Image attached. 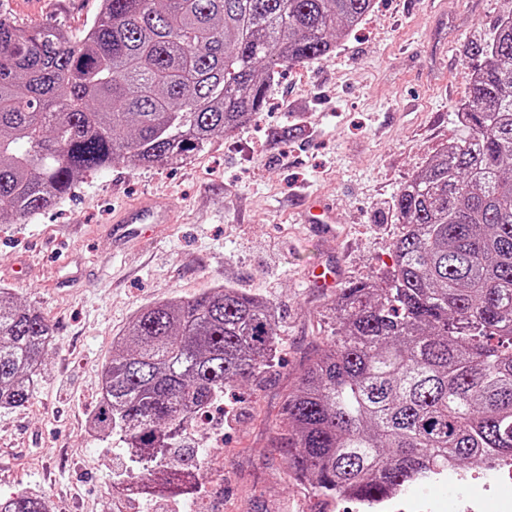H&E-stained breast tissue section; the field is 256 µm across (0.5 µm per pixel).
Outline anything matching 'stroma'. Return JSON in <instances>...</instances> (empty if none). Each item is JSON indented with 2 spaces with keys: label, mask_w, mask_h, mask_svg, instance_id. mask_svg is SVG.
Wrapping results in <instances>:
<instances>
[{
  "label": "stroma",
  "mask_w": 512,
  "mask_h": 512,
  "mask_svg": "<svg viewBox=\"0 0 512 512\" xmlns=\"http://www.w3.org/2000/svg\"><path fill=\"white\" fill-rule=\"evenodd\" d=\"M99 0H0V17L81 34ZM505 0H375L331 58L283 70L248 123L174 165L117 162L84 176L62 203L0 224V287L46 316L54 339L31 401L0 407V494L41 495L51 512H112L127 464L118 437L88 423L112 339L144 306L224 286L255 292L276 311L273 372L225 390L208 425L207 484L183 496L128 497L130 512H356L296 479L274 433L306 355L330 338L325 308L338 288L309 279L340 267L339 286L376 280L394 261L395 195L445 145L463 138L458 110L469 74L485 64ZM298 125L290 140L281 127ZM173 207L175 223L139 225L145 242L120 248L113 215L142 196ZM396 512H448V482L410 483Z\"/></svg>",
  "instance_id": "stroma-1"
}]
</instances>
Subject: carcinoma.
I'll return each instance as SVG.
<instances>
[{
	"label": "carcinoma",
	"instance_id": "obj_1",
	"mask_svg": "<svg viewBox=\"0 0 512 512\" xmlns=\"http://www.w3.org/2000/svg\"><path fill=\"white\" fill-rule=\"evenodd\" d=\"M374 0H102L81 36L0 18V224L69 196L127 160L170 165L261 110L283 66L331 57ZM459 112L467 135L396 194L403 232L382 284L352 283L338 323L285 404L274 437L322 497L376 503L409 482L492 472L512 460V7L485 46ZM53 336L0 288V407L33 396ZM276 313L218 287L155 302L112 344L90 421L126 445L117 489L194 490L168 448L190 412L275 366ZM0 512H47L42 497Z\"/></svg>",
	"mask_w": 512,
	"mask_h": 512
}]
</instances>
